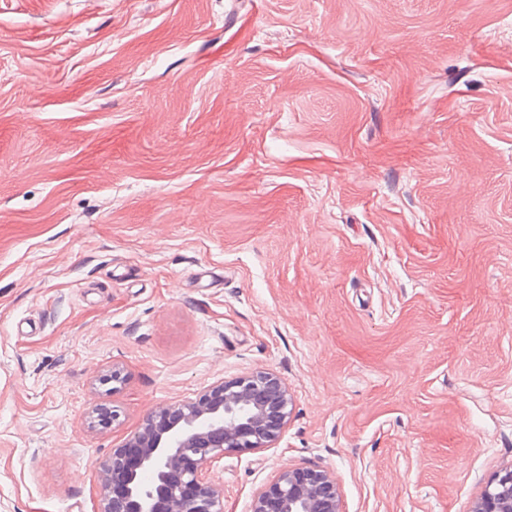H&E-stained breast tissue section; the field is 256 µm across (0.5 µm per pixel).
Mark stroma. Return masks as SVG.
<instances>
[{"instance_id":"stroma-1","label":"stroma","mask_w":512,"mask_h":512,"mask_svg":"<svg viewBox=\"0 0 512 512\" xmlns=\"http://www.w3.org/2000/svg\"><path fill=\"white\" fill-rule=\"evenodd\" d=\"M256 371L293 413L224 512L292 466L472 512L512 463V0H0V512H97Z\"/></svg>"}]
</instances>
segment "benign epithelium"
<instances>
[{
    "mask_svg": "<svg viewBox=\"0 0 512 512\" xmlns=\"http://www.w3.org/2000/svg\"><path fill=\"white\" fill-rule=\"evenodd\" d=\"M291 413L287 384L268 371L151 412L102 462L99 512H224V488L210 477V464L271 447ZM251 512H342V493L327 470L288 467L255 494ZM473 512H512V464L486 483Z\"/></svg>",
    "mask_w": 512,
    "mask_h": 512,
    "instance_id": "1",
    "label": "benign epithelium"
}]
</instances>
